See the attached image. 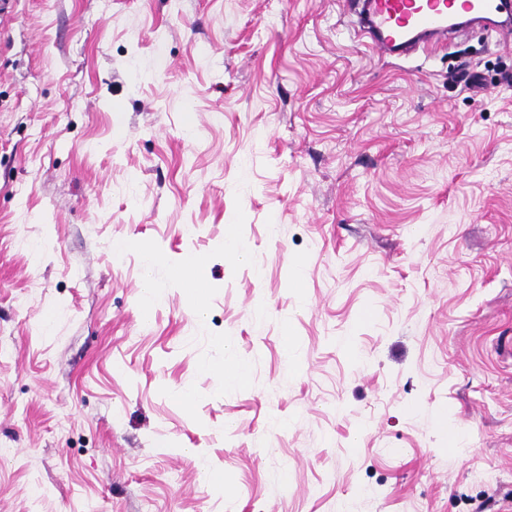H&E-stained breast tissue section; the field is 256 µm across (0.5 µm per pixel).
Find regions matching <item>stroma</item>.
I'll use <instances>...</instances> for the list:
<instances>
[{"label": "stroma", "mask_w": 512, "mask_h": 512, "mask_svg": "<svg viewBox=\"0 0 512 512\" xmlns=\"http://www.w3.org/2000/svg\"><path fill=\"white\" fill-rule=\"evenodd\" d=\"M344 9L0 13V512H512V41Z\"/></svg>", "instance_id": "stroma-1"}]
</instances>
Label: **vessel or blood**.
Here are the masks:
<instances>
[{
    "mask_svg": "<svg viewBox=\"0 0 512 512\" xmlns=\"http://www.w3.org/2000/svg\"><path fill=\"white\" fill-rule=\"evenodd\" d=\"M503 0H358L359 29L383 55L405 56L458 34L464 23L497 21Z\"/></svg>",
    "mask_w": 512,
    "mask_h": 512,
    "instance_id": "1",
    "label": "vessel or blood"
}]
</instances>
